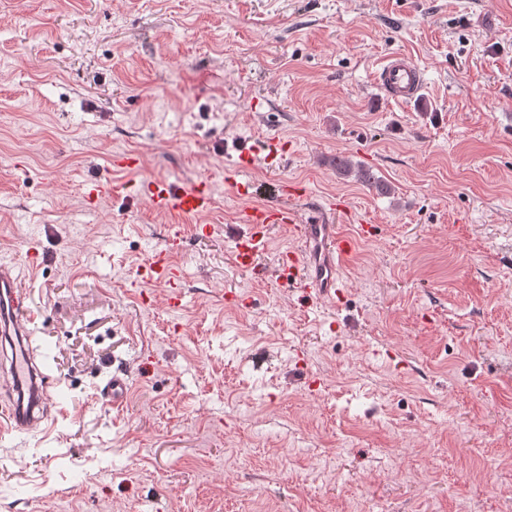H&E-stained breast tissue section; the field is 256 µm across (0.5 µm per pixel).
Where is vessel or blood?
<instances>
[{
	"label": "vessel or blood",
	"mask_w": 512,
	"mask_h": 512,
	"mask_svg": "<svg viewBox=\"0 0 512 512\" xmlns=\"http://www.w3.org/2000/svg\"><path fill=\"white\" fill-rule=\"evenodd\" d=\"M377 83L389 102L409 104L421 92L418 67L401 53L391 54L377 71ZM299 184L283 182L280 192L282 202L250 207L242 211L240 221L246 231L235 239L234 257L238 267L255 269L259 256L266 249L272 235L287 230L295 240V248L280 256L274 270L275 276L285 279L302 297L331 295L342 285L339 270L353 251V240L332 223L330 216L337 209L328 204L311 212L295 208L291 200L299 196ZM138 196L145 198L154 210L176 215L213 213L214 199L207 179L201 178L185 186L166 179L146 178L137 186ZM184 248V237L179 226H170L162 247L153 249L139 269L137 281L163 282L171 288V306H180L179 288L181 274L173 258ZM26 292L19 273L14 267L0 264V332L24 339L31 338L35 316L24 300ZM13 381L35 374L34 350L24 347L15 353L11 362ZM50 401L47 388L33 387L29 407L13 404L10 411L0 415V433L31 432L40 429L46 417L42 408Z\"/></svg>",
	"instance_id": "obj_1"
}]
</instances>
